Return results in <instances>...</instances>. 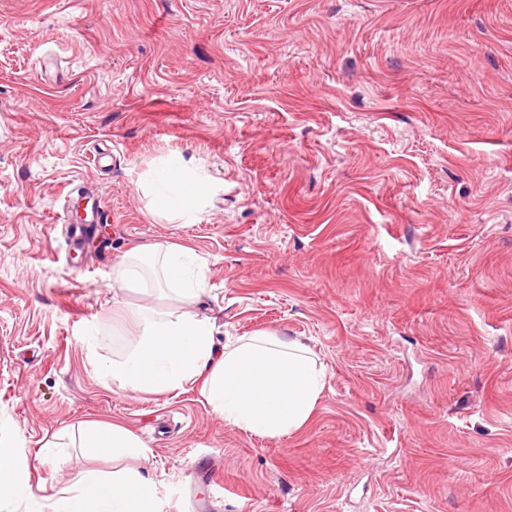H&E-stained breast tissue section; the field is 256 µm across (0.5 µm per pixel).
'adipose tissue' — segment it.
I'll use <instances>...</instances> for the list:
<instances>
[{"mask_svg": "<svg viewBox=\"0 0 512 512\" xmlns=\"http://www.w3.org/2000/svg\"><path fill=\"white\" fill-rule=\"evenodd\" d=\"M155 202L168 219H195L213 192L212 185L193 178L183 162L168 164L153 179ZM143 256L160 260L167 281L181 301L198 302L204 287L202 267L193 252L152 244ZM100 371L119 389L175 391L202 378V394L226 424L275 437L294 432L309 420L324 386V372L305 344L258 333L215 349L208 318L184 313L175 318L140 317L132 352ZM81 445L102 452L121 451L140 459L148 447L138 436L103 422L79 426ZM151 478L136 470L112 476L79 473L66 489L59 512H157Z\"/></svg>", "mask_w": 512, "mask_h": 512, "instance_id": "obj_1", "label": "adipose tissue"}]
</instances>
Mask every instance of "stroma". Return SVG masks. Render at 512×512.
I'll list each match as a JSON object with an SVG mask.
<instances>
[{"label":"stroma","instance_id":"1","mask_svg":"<svg viewBox=\"0 0 512 512\" xmlns=\"http://www.w3.org/2000/svg\"><path fill=\"white\" fill-rule=\"evenodd\" d=\"M174 158L214 187L194 224L150 208ZM66 193L107 234L72 243ZM157 242L205 259L198 304L112 292ZM139 310L300 339L310 420L113 386ZM86 421L146 459L51 447ZM0 423L32 493L0 512L135 466L162 512H512V0H0Z\"/></svg>","mask_w":512,"mask_h":512}]
</instances>
